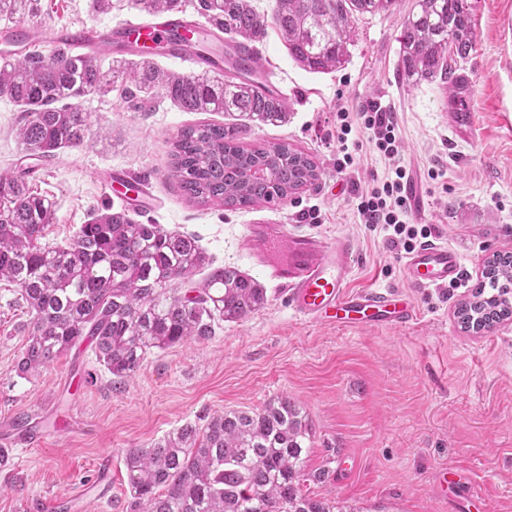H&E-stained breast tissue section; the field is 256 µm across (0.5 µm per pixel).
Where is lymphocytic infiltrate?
<instances>
[{
	"label": "lymphocytic infiltrate",
	"instance_id": "f902f5d3",
	"mask_svg": "<svg viewBox=\"0 0 512 512\" xmlns=\"http://www.w3.org/2000/svg\"><path fill=\"white\" fill-rule=\"evenodd\" d=\"M367 137L382 157L385 176L358 192L357 212L363 223L380 229L391 248L411 251L431 229L409 223L407 187L410 171L401 160V140L390 108L371 102L358 109L343 108L336 113V169L344 172L357 164L359 137Z\"/></svg>",
	"mask_w": 512,
	"mask_h": 512
}]
</instances>
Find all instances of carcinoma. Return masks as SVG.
<instances>
[{"instance_id":"obj_1","label":"carcinoma","mask_w":512,"mask_h":512,"mask_svg":"<svg viewBox=\"0 0 512 512\" xmlns=\"http://www.w3.org/2000/svg\"><path fill=\"white\" fill-rule=\"evenodd\" d=\"M32 0H0V17L17 23L34 14ZM400 0H273L262 17L252 0H198L197 11L232 41L229 74H177L151 61L119 59L108 68L62 48L0 61V98L23 112L24 147L52 157L84 144L91 113L69 103L120 90L142 109L161 94L183 112H236L259 124L288 120L286 100L255 86L253 45L276 31L288 55L311 73H331L348 60L359 17L389 12ZM145 15L182 11L185 0H134ZM475 33L469 0H413L399 43V70L413 83L446 84L468 58ZM223 124L182 129L171 172L189 200L247 208L284 199L314 184L320 172L286 144L245 148ZM54 202L33 192L23 173L0 175V281L20 288L30 314L16 368L27 377L86 340L97 362L122 379L154 349L213 334L217 322L239 321L265 308L266 288L235 267L213 266L194 235L140 224L108 209L80 226L66 246L45 242ZM210 272L200 282L192 277ZM187 286L178 293L174 282ZM493 293L485 294V288ZM512 255L487 262L473 300L458 309L463 327L485 328L512 315ZM312 448L308 415L286 396L263 406L225 411L204 424L186 423L148 447L128 448L126 512H360L303 493Z\"/></svg>"}]
</instances>
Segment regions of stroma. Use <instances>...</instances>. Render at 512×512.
Returning <instances> with one entry per match:
<instances>
[{
    "label": "stroma",
    "instance_id": "1",
    "mask_svg": "<svg viewBox=\"0 0 512 512\" xmlns=\"http://www.w3.org/2000/svg\"><path fill=\"white\" fill-rule=\"evenodd\" d=\"M412 0L368 16L354 29L349 61L326 74L300 68L276 33L260 47L267 74L288 87L290 118L282 126L256 125L243 116L240 142L288 144L306 154L318 181L288 198L251 208L201 207L189 202L171 175V149L188 126L224 122L220 112H183L156 97L137 111L120 91L78 99L92 115L83 146L64 148L46 161L16 136L19 107L0 99V173L40 165L29 178L35 193L52 199V243L71 241L80 224L119 209L105 185L119 167L130 182L152 186L158 206L134 212L142 224L195 235L215 265L239 269L267 290L268 303L244 320L222 323L209 339L148 354L134 375L104 371L91 342L60 356L33 377L16 363L25 347L29 316L14 284L0 282V512H49L57 498L95 483L104 456L112 479L84 498L78 512H124L130 499L123 456L149 446L186 423L228 410L262 406L288 396L308 415L313 448L303 484L310 496L345 501L373 512H451V487L438 475L452 467L483 493L477 512H512V318L477 333L463 331L456 311L481 280L486 260L512 252V36L502 21L512 0H471L475 39L460 90L476 116L477 136L453 137L454 104L441 83L407 84L398 71V37ZM46 27H105L136 16L129 0H112L101 12L92 0H36ZM374 100L392 108L402 158L420 181L422 214L432 239L460 255L456 288L413 290L418 317L412 326L333 328L307 323L286 302V291L246 248L250 226L268 224L291 235L355 244L353 289H405L402 252L360 222L357 190L382 177L385 162L361 139L358 165L336 170V111ZM439 171L430 179L429 171ZM27 415L40 427V445L27 446L12 423ZM349 452L351 478L336 482V456ZM324 480H315V473Z\"/></svg>",
    "mask_w": 512,
    "mask_h": 512
}]
</instances>
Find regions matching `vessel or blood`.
Here are the masks:
<instances>
[{
    "mask_svg": "<svg viewBox=\"0 0 512 512\" xmlns=\"http://www.w3.org/2000/svg\"><path fill=\"white\" fill-rule=\"evenodd\" d=\"M185 23L181 13L155 15L146 22H125L109 30L88 27L47 28L38 24L0 30V40L9 41L11 56H26L43 43L63 45L94 57L98 52L120 44L148 55L164 49L176 60H190L195 70L207 73L223 71L221 55L202 51L195 40L180 38ZM453 133L461 139H474L476 125L468 103L462 102L451 115ZM281 235L271 228L252 229L246 244L253 249L272 279L287 291L289 308L307 322L330 327L386 326L402 328L417 318L410 297L399 290L377 292L350 288L354 242L339 236L327 241L308 236L292 237L287 255L276 259ZM403 269L408 285L414 288L445 287L459 283L462 262L459 253L448 244L429 242L407 253Z\"/></svg>",
    "mask_w": 512,
    "mask_h": 512,
    "instance_id": "1",
    "label": "vessel or blood"
}]
</instances>
